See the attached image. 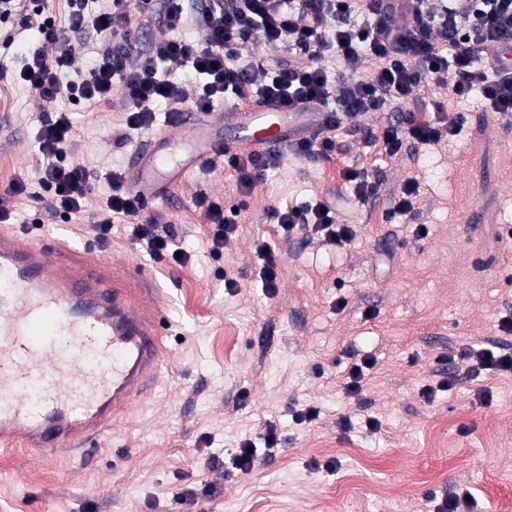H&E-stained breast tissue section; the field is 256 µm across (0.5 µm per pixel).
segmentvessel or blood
<instances>
[{"instance_id":"b4317fda","label":"vessel or blood","mask_w":512,"mask_h":512,"mask_svg":"<svg viewBox=\"0 0 512 512\" xmlns=\"http://www.w3.org/2000/svg\"><path fill=\"white\" fill-rule=\"evenodd\" d=\"M311 124L310 113L275 100L216 106L155 134L131 162L129 188L150 203L158 173L172 168L184 181L174 146L187 132L203 135L201 163L224 151L285 149ZM168 328L154 273L0 224V448L42 455L99 440L159 378Z\"/></svg>"}]
</instances>
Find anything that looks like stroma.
I'll return each instance as SVG.
<instances>
[{
  "label": "stroma",
  "mask_w": 512,
  "mask_h": 512,
  "mask_svg": "<svg viewBox=\"0 0 512 512\" xmlns=\"http://www.w3.org/2000/svg\"><path fill=\"white\" fill-rule=\"evenodd\" d=\"M205 4L187 0L179 29L143 28L141 47L197 40ZM67 13L66 0H50L60 39L76 50L68 73L75 80L106 42L73 32ZM42 22L29 11L0 15V195L18 177L41 192L38 115L69 112L74 158L98 175L97 203L110 193L107 174L127 169L148 139L171 128L168 108L157 105L152 126L119 148L124 88L93 107L32 95L17 75L39 44ZM432 99L446 102L449 120H462L455 137L394 157L383 143L358 139L330 163L284 155L244 198L219 256L201 248L212 227L195 200L203 193L238 203L230 174L196 169L173 195L148 204L147 212L172 218L188 253L180 264L154 263L171 322L163 376L95 446L50 455L0 451V512H426L427 494L442 498L465 486L477 512H512V470H497L502 456H512V373L463 378L429 400L421 395L453 371L451 358L463 348L512 349V334L501 329L512 320V246L498 239L512 229V114L485 112L476 99L449 101L447 87L433 82L360 123L375 130L407 112L428 119L423 103ZM348 166L378 184L365 202L340 206L338 222L356 231L351 246L282 239L267 209L336 192ZM410 180L419 183L414 210L387 219ZM259 237L280 258L271 298L253 250ZM228 277L234 287H225ZM364 356L374 366L354 398L338 378ZM485 383L493 390L486 404L476 396ZM305 404L320 409L317 424L294 423ZM344 415L351 430L336 425ZM367 416L379 420L378 431L366 428ZM270 423L278 447L259 452L250 471L235 469L240 442L260 439ZM330 461L336 469H327ZM187 490L191 498L181 499Z\"/></svg>",
  "instance_id": "obj_1"
}]
</instances>
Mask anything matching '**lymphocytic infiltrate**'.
<instances>
[{
  "instance_id": "obj_1",
  "label": "lymphocytic infiltrate",
  "mask_w": 512,
  "mask_h": 512,
  "mask_svg": "<svg viewBox=\"0 0 512 512\" xmlns=\"http://www.w3.org/2000/svg\"><path fill=\"white\" fill-rule=\"evenodd\" d=\"M72 30H94L116 36L81 81L64 82L75 61V49L60 42L53 19L41 28L42 39L20 78L41 98L68 94L91 104L108 103L115 86H124L129 100L124 131L116 145H124L153 122V107L163 101L172 111L191 105L210 111L218 103L242 104L275 99L288 108L319 110V131L300 137L291 152L316 162H330L344 154L338 130L356 136L359 119L385 104L408 99L427 79H437L458 98L480 94L487 111L512 112V0H209L202 14V36L192 43L165 40L146 49H134L131 35L144 19L162 10L168 27L182 24L185 0H108L93 12L89 0H68ZM261 33L267 48L281 44L298 55L296 64L268 68L264 57L241 62L239 48L254 33ZM333 54L348 66L345 74L330 76L322 60ZM375 61L369 75L356 72L365 61ZM189 66L191 76L177 79L164 63ZM428 120L407 113L398 123L383 127L378 137L389 156L405 142L437 143L455 135L442 103H434ZM75 129L67 113L43 115L40 152L43 165L38 182L50 194L48 205L66 219L80 217L93 193L94 174L73 162ZM279 163L277 153H224L205 162L206 170L225 167L235 172L241 194ZM112 192L92 226L100 246L112 241L115 225H122L128 240L144 248L158 262H182L183 248L174 242L168 220L143 217L144 200L125 188L126 176L109 177ZM198 207L212 224L210 254H218L236 232L241 204L228 207L199 197ZM284 237L318 236L342 248L354 239V229L336 221L329 198L268 211Z\"/></svg>"
}]
</instances>
